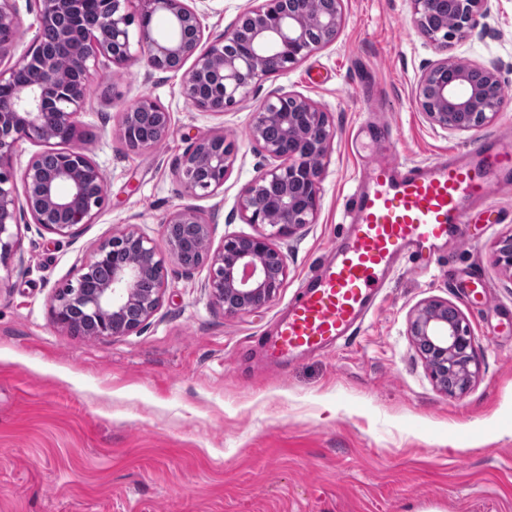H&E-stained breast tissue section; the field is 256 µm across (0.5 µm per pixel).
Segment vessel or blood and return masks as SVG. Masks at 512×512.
Listing matches in <instances>:
<instances>
[{
  "mask_svg": "<svg viewBox=\"0 0 512 512\" xmlns=\"http://www.w3.org/2000/svg\"><path fill=\"white\" fill-rule=\"evenodd\" d=\"M512 187V143L478 154L400 170L368 167L350 198L348 234L322 260L278 323L267 351L280 364L345 345L376 307L407 256L440 244L464 223L472 203Z\"/></svg>",
  "mask_w": 512,
  "mask_h": 512,
  "instance_id": "obj_1",
  "label": "vessel or blood"
}]
</instances>
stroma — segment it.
Masks as SVG:
<instances>
[{
    "label": "stroma",
    "mask_w": 512,
    "mask_h": 512,
    "mask_svg": "<svg viewBox=\"0 0 512 512\" xmlns=\"http://www.w3.org/2000/svg\"><path fill=\"white\" fill-rule=\"evenodd\" d=\"M250 0H196L205 42L221 38ZM333 45L214 113L181 93V74L144 58L100 66L76 117L82 150L106 200L62 238L22 225L0 264V512H512V276L495 260L512 233V193L474 204L428 269L403 260L381 306L334 354L274 368L262 347L300 285L347 230L355 180L387 147L397 164L465 153L512 135V0L480 35L438 46L411 23L409 0H344ZM496 70L502 105L491 123L433 129L415 99L423 69L443 57ZM324 106L334 126L316 223L296 236L288 275L264 308L227 314L204 284L169 266L161 305L125 336L90 339L60 327L51 298L104 240L128 225L165 250L162 225L189 207L215 243L257 227L236 213L265 159L249 138L274 89ZM148 94L171 114L166 140L127 148L121 116ZM224 133L237 149L223 185L194 196L176 175L197 138ZM434 298L469 323L480 372L448 397L434 385L407 325Z\"/></svg>",
    "instance_id": "1"
}]
</instances>
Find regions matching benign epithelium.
Wrapping results in <instances>:
<instances>
[{"instance_id":"1","label":"benign epithelium","mask_w":512,"mask_h":512,"mask_svg":"<svg viewBox=\"0 0 512 512\" xmlns=\"http://www.w3.org/2000/svg\"><path fill=\"white\" fill-rule=\"evenodd\" d=\"M39 32L11 66L0 68V263L12 252L21 220L60 237L90 224L105 202L98 165L75 147L81 137L76 116L84 108L95 67L104 59L122 67L133 45L154 70L182 72V95L216 113L246 97L273 74H283L313 52L336 41L344 22L343 0H260L241 12L200 53V14L184 0H37ZM494 0H410L411 21L432 43L473 36L479 20L492 16ZM162 14L166 31L153 27ZM19 27L16 0H0V58L10 51ZM69 55L80 82L59 75L58 49ZM193 60L184 69L187 60ZM497 71L445 57L429 65L415 89L430 124L443 131H469L490 123L502 98ZM155 118V135L137 137L139 114ZM171 113L150 95L124 112L120 137L134 150L162 143ZM249 136L268 164L241 188L237 214L246 224L271 231L224 237L212 248V224L193 208H178L163 224L168 256L130 227L101 243L82 262L74 281L52 301L56 322L79 336H125L157 312L167 278L166 259L186 275L209 267L204 285L212 303L229 314L265 307L287 277L286 244L317 221L325 161L333 139L329 115L299 94L275 90L254 112ZM28 142L35 153L21 175L22 192L7 170L14 148ZM235 161L224 134L197 139L183 155L177 175L194 195L224 186ZM278 215L271 222L269 215ZM134 259H128V256ZM497 263L512 273V235L501 239ZM408 333L436 386L450 396L471 386L478 371L474 337L459 310L438 299L421 302Z\"/></svg>"}]
</instances>
